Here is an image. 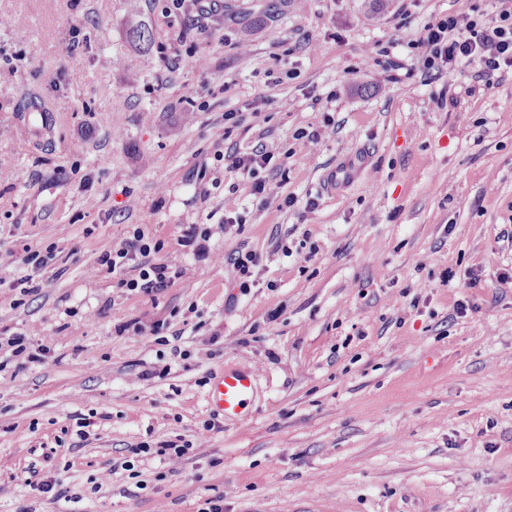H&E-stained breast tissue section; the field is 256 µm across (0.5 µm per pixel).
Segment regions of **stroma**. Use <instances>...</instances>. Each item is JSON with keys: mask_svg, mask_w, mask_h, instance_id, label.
I'll return each mask as SVG.
<instances>
[{"mask_svg": "<svg viewBox=\"0 0 512 512\" xmlns=\"http://www.w3.org/2000/svg\"><path fill=\"white\" fill-rule=\"evenodd\" d=\"M223 2L0 0V336L28 339L0 349V512H512V72L469 96L475 65L409 46L493 0ZM138 229L183 271L155 293L98 263ZM227 367L241 419L208 404ZM272 158L273 154L270 151H267L266 147L260 145L250 154L235 157L232 160L231 165L232 168L237 169L243 174H247L251 177L256 167H262L263 165L269 164ZM361 163L356 158H348L338 164L324 179L323 190L330 195L336 194L340 189L357 176ZM253 374L244 369L224 371L213 382L209 402L213 410L221 412L224 418H239L245 410L254 389ZM191 446L189 443L184 442V444L179 445L177 442H166L164 444H160L157 448H152L148 444L140 445V447L135 449L136 454H146V455H156V456H168V457H176L180 458L189 453Z\"/></svg>", "mask_w": 512, "mask_h": 512, "instance_id": "stroma-1", "label": "stroma"}]
</instances>
